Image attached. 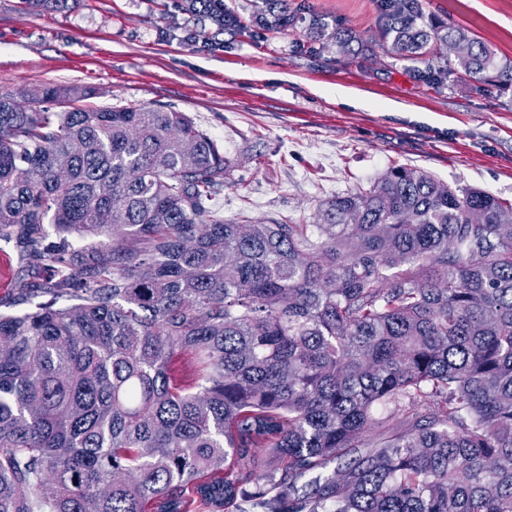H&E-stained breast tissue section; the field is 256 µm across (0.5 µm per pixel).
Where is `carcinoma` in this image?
Returning <instances> with one entry per match:
<instances>
[{"mask_svg":"<svg viewBox=\"0 0 512 512\" xmlns=\"http://www.w3.org/2000/svg\"><path fill=\"white\" fill-rule=\"evenodd\" d=\"M381 6L426 82L512 86V62L419 0ZM174 8L364 48L290 0ZM89 97L0 93V237L45 272L34 307L0 315V512H512L511 203L395 165L312 224L226 222L224 152L187 113Z\"/></svg>","mask_w":512,"mask_h":512,"instance_id":"1","label":"carcinoma"}]
</instances>
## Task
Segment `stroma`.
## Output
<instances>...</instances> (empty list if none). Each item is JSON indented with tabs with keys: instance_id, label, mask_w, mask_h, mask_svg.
Returning a JSON list of instances; mask_svg holds the SVG:
<instances>
[{
	"instance_id": "stroma-1",
	"label": "stroma",
	"mask_w": 512,
	"mask_h": 512,
	"mask_svg": "<svg viewBox=\"0 0 512 512\" xmlns=\"http://www.w3.org/2000/svg\"><path fill=\"white\" fill-rule=\"evenodd\" d=\"M171 0H0V93L82 86L90 105L161 104L187 113L236 168L219 195L225 219H312L325 200L369 188L395 164L512 202V89L419 79L426 62L394 58L380 0H305L343 16L367 42L305 48L302 29L229 47L187 42ZM425 20L460 26L512 61V0H420ZM29 257L0 238V314L29 310Z\"/></svg>"
}]
</instances>
